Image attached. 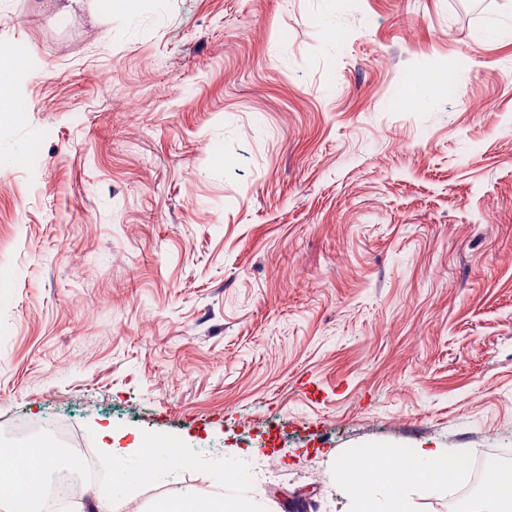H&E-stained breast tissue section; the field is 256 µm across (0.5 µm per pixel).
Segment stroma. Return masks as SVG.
<instances>
[{
	"label": "stroma",
	"instance_id": "stroma-1",
	"mask_svg": "<svg viewBox=\"0 0 512 512\" xmlns=\"http://www.w3.org/2000/svg\"><path fill=\"white\" fill-rule=\"evenodd\" d=\"M16 48L0 446L178 448L116 512H349L359 453L512 451V0H0ZM423 86L429 87L438 92H447L448 84L446 80H440L433 73H424L417 76L412 81V89L404 98V105L410 107H419L423 104V98L420 96L419 91ZM157 512H246L240 500L235 496L222 495L208 503H202L189 494H180L172 501H165Z\"/></svg>",
	"mask_w": 512,
	"mask_h": 512
}]
</instances>
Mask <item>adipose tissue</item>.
<instances>
[{
    "instance_id": "1",
    "label": "adipose tissue",
    "mask_w": 512,
    "mask_h": 512,
    "mask_svg": "<svg viewBox=\"0 0 512 512\" xmlns=\"http://www.w3.org/2000/svg\"><path fill=\"white\" fill-rule=\"evenodd\" d=\"M41 453L36 458L20 461L9 469H0V486L11 489L12 512H29L46 484V473L53 458L46 450L51 439H41ZM341 476L348 492L351 512H411L409 492L425 485L445 492L464 484L467 468L454 448H416L405 451L391 449L380 456H362L357 465H341Z\"/></svg>"
}]
</instances>
